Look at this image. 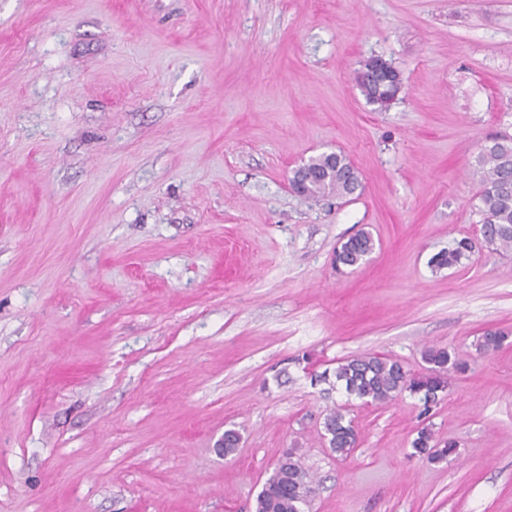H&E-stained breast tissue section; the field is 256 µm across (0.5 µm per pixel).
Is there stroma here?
<instances>
[{
  "mask_svg": "<svg viewBox=\"0 0 512 512\" xmlns=\"http://www.w3.org/2000/svg\"><path fill=\"white\" fill-rule=\"evenodd\" d=\"M373 55L404 80L382 111ZM496 130L512 0H0V512H253L292 448L305 512H512V252L430 263L479 230ZM326 151L350 201L289 189ZM428 344L468 365L428 405L319 380L363 353L419 373ZM425 425L456 455H413ZM363 66L367 67L368 65L363 64L362 68L355 75V81L359 89L370 104L377 105L381 110L387 109L391 104L388 102L384 88L379 89L377 81L369 79L368 75L364 72ZM375 249V242L370 233L361 232L343 242L336 250V268L356 267L367 260ZM324 438L337 455H347L354 447L356 437L352 421L343 407L331 409L323 423Z\"/></svg>",
  "mask_w": 512,
  "mask_h": 512,
  "instance_id": "1",
  "label": "stroma"
}]
</instances>
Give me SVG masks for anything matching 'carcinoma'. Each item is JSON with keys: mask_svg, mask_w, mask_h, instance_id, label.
I'll return each mask as SVG.
<instances>
[{"mask_svg": "<svg viewBox=\"0 0 512 512\" xmlns=\"http://www.w3.org/2000/svg\"><path fill=\"white\" fill-rule=\"evenodd\" d=\"M355 81L366 100L380 109L390 106L386 92L377 81L369 79L364 70L356 72ZM319 178L311 183L306 198L327 195L348 197L362 188L359 171L342 154L322 153L307 162ZM473 175L481 185L475 210L480 220V236H464L455 240L454 246L435 255L431 263L437 267H451L475 251L479 243L496 250H512V134L497 131L485 138L472 163ZM375 249L370 233L361 232L343 242L336 250V267H356L367 260ZM505 334L488 330L478 340L476 350L486 354L502 346ZM425 372L412 375L395 359L363 354L338 363L334 370L335 383L345 392L365 404L386 405L404 394L417 395L426 402L438 398L448 390L449 374L464 368L448 349L428 346L422 350ZM324 438L331 450L346 455L354 447L356 437L352 421L343 408L329 411L323 423ZM414 453L433 462H443L456 453L457 444L450 440H435L432 428L425 426L417 431L412 441ZM312 478L303 467L295 450L288 452V459L279 463L263 484L257 495L254 512H304L312 492Z\"/></svg>", "mask_w": 512, "mask_h": 512, "instance_id": "1", "label": "carcinoma"}]
</instances>
